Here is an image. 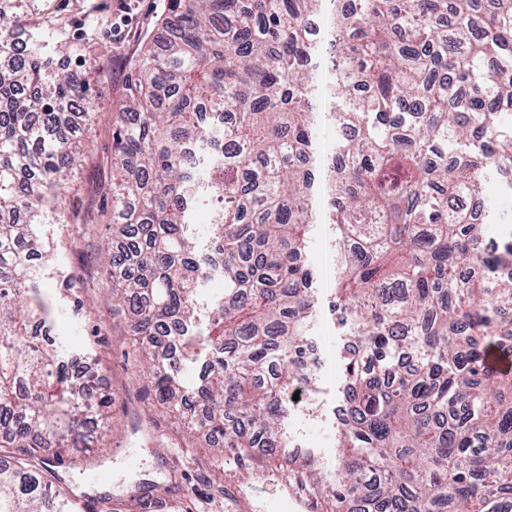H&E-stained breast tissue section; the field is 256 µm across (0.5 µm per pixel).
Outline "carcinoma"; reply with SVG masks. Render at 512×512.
<instances>
[{
	"label": "carcinoma",
	"mask_w": 512,
	"mask_h": 512,
	"mask_svg": "<svg viewBox=\"0 0 512 512\" xmlns=\"http://www.w3.org/2000/svg\"><path fill=\"white\" fill-rule=\"evenodd\" d=\"M169 0L112 132V315L149 358L147 389L186 432L266 449L329 512H512V231L489 173L512 169V0ZM0 9V512H59L46 449L103 443L111 396L54 336L44 289L82 304L50 228L94 223L60 194L86 155V85L21 42ZM336 131L320 156L317 118ZM482 202L475 223L468 202ZM206 208L207 231L195 222ZM332 225L339 313L337 464L279 454L288 393L311 385L309 230ZM224 292L202 302L205 283ZM205 359L188 407L183 372ZM339 8L338 0H329L326 3L325 10L322 12L320 18L312 22L313 26L317 27V38L321 42L332 43L336 33V13Z\"/></svg>",
	"instance_id": "1"
}]
</instances>
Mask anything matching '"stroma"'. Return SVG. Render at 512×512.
Masks as SVG:
<instances>
[{"label":"stroma","instance_id":"1","mask_svg":"<svg viewBox=\"0 0 512 512\" xmlns=\"http://www.w3.org/2000/svg\"><path fill=\"white\" fill-rule=\"evenodd\" d=\"M45 15L61 27L67 45L60 65L82 74L86 63L108 60L107 77L91 81L87 95L99 107L91 133L95 154L86 161L67 193L68 202L90 203L96 178L112 157L113 119L121 106L122 87L144 43L157 31L167 0H37ZM63 248L60 261L73 268L84 283L85 302L80 316L60 312L58 335L66 337L72 350L90 349L100 361L103 383L112 394L113 428L104 449L72 448L69 456L78 466L63 465L59 474L66 485H80L88 494L110 493L121 512H141L140 485L150 494L179 502L178 512H226L224 491H233L239 512H270L281 497L283 474L261 468L257 456L225 453L213 460L212 448L201 437L179 432L173 415L155 404L145 389L146 361L134 338L122 325H114L104 307L105 292L98 250L112 238L109 215L97 216L90 237L77 252L66 245L69 225L54 229ZM331 228L315 225L309 261L318 271L316 313L310 334L321 342L323 361L315 369L318 391L301 404H289L284 430L292 443L312 451L324 469L336 463L338 405L337 388L342 369L337 353L341 345L338 325L330 312L332 290L324 273Z\"/></svg>","mask_w":512,"mask_h":512}]
</instances>
